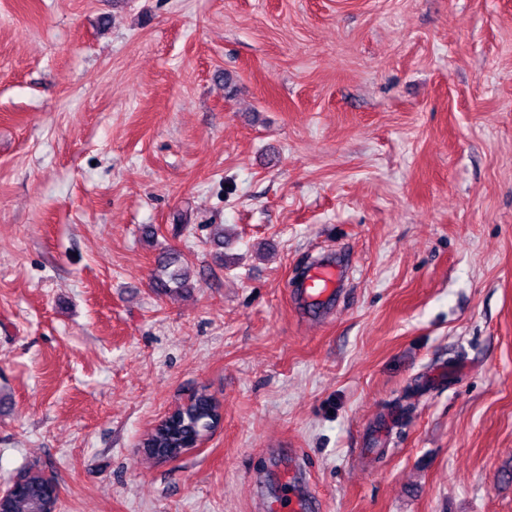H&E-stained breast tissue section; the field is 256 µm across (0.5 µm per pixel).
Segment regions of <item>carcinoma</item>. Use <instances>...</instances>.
Instances as JSON below:
<instances>
[{"instance_id": "cac0c4a2", "label": "carcinoma", "mask_w": 512, "mask_h": 512, "mask_svg": "<svg viewBox=\"0 0 512 512\" xmlns=\"http://www.w3.org/2000/svg\"><path fill=\"white\" fill-rule=\"evenodd\" d=\"M153 286L157 293L170 296L188 286L189 264L177 253L162 252L155 259ZM219 402L205 389L197 391L192 402L177 409L168 421L156 426L142 441L144 454L158 458L163 453L175 459L195 447L199 440L220 427ZM25 482L11 498V512H42L51 497L50 486L35 467L23 470Z\"/></svg>"}]
</instances>
